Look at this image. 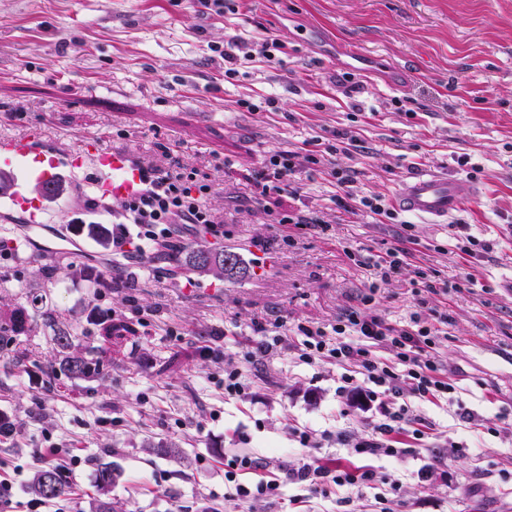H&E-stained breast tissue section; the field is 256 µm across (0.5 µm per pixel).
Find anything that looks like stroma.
<instances>
[{
	"label": "stroma",
	"instance_id": "35a3bbf8",
	"mask_svg": "<svg viewBox=\"0 0 512 512\" xmlns=\"http://www.w3.org/2000/svg\"><path fill=\"white\" fill-rule=\"evenodd\" d=\"M206 15L199 0H0V139L41 127L64 151L84 138L165 170H196L213 184L224 234L180 226L186 248L236 252L247 276L217 278L91 235V170L66 174L48 230L65 226L73 256L34 260L21 211L0 216V317L37 302L28 335L0 345V479L30 512L34 473L69 457V512L97 498L93 461L119 468L116 512H248L230 500L224 465L248 455L268 469L350 458L381 417L359 394L339 396V366L299 363L288 346L246 360L264 331L293 338L298 325L327 324L364 308L391 323L448 312L436 350L457 391L413 401L426 437L368 458L372 485L322 495L284 483L267 512H371L385 480L400 485L398 512H512V0H236ZM283 45L272 58L239 61L224 76L218 50L231 36ZM374 54L367 70L345 67L337 46ZM254 110H247V103ZM357 138L332 153L336 133ZM314 153L300 162L294 193L261 197L252 182L265 155ZM349 170L356 197H378L389 216L337 211L330 166ZM462 178L480 192L442 224L393 209L412 174ZM306 204L329 226L273 224L268 209ZM471 235L489 247L472 258L453 245ZM404 247L411 264L378 282L370 259ZM447 291L415 292L414 266ZM111 280L91 287L88 273ZM371 304H364V297ZM134 327L112 347L101 375H48L57 329L74 350L101 345L102 321ZM240 368L244 394L224 393ZM491 430L472 427L471 418ZM341 433L342 443L301 447L294 431ZM174 441L179 454L158 449Z\"/></svg>",
	"mask_w": 512,
	"mask_h": 512
}]
</instances>
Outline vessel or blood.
<instances>
[{
  "instance_id": "b4317fda",
  "label": "vessel or blood",
  "mask_w": 512,
  "mask_h": 512,
  "mask_svg": "<svg viewBox=\"0 0 512 512\" xmlns=\"http://www.w3.org/2000/svg\"><path fill=\"white\" fill-rule=\"evenodd\" d=\"M40 128L0 141V204L21 210L30 224L44 223L48 204L56 197L65 170L89 168L104 195L122 201L136 195L145 174L128 153L89 140L76 150L43 145ZM475 186L445 175L423 172L406 179L394 203L403 212L437 223L460 210L476 195Z\"/></svg>"
}]
</instances>
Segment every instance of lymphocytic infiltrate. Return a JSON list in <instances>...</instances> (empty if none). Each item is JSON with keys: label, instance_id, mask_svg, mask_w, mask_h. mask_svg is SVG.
Segmentation results:
<instances>
[{"label": "lymphocytic infiltrate", "instance_id": "1", "mask_svg": "<svg viewBox=\"0 0 512 512\" xmlns=\"http://www.w3.org/2000/svg\"><path fill=\"white\" fill-rule=\"evenodd\" d=\"M301 157L291 150L265 156L254 179L262 195L287 191ZM302 158L313 165L318 162L311 153ZM144 169L149 184L122 203L125 222L137 226L139 236L151 242L167 239L179 224H201L220 233L218 219L208 204L210 183L199 179L195 172H168L150 162L145 163ZM448 320L443 313L435 325L416 316L410 323L399 325L375 314L351 311L328 325H298L292 350L300 362L312 366L324 360L334 361L343 369L339 378L341 394L360 390L369 401L382 398L387 402L374 435L355 447V455H394V434L412 422L404 396L423 401L456 393L457 387L449 382L436 352L438 326ZM256 467L255 459L243 456L228 463L224 472L225 480L233 485V500L248 507L258 503L272 505L286 480L307 484L325 494L333 488L368 484L375 479L374 471L365 467L306 463L289 470L284 477L272 473L255 482L246 480V473Z\"/></svg>", "mask_w": 512, "mask_h": 512}]
</instances>
